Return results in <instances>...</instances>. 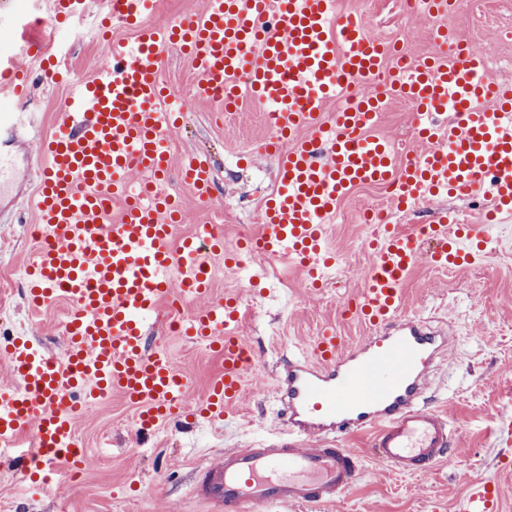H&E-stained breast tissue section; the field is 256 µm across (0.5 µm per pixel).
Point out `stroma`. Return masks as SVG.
<instances>
[{"instance_id":"stroma-1","label":"stroma","mask_w":512,"mask_h":512,"mask_svg":"<svg viewBox=\"0 0 512 512\" xmlns=\"http://www.w3.org/2000/svg\"><path fill=\"white\" fill-rule=\"evenodd\" d=\"M99 8L88 5V23L68 28L57 39L58 53L71 72L95 70L103 53L95 40ZM337 14L352 16L366 28H381L400 39L407 52H432L430 21L422 12H404L400 0H337ZM455 40L481 46L489 58L487 77L512 82V0H462L448 21ZM267 137L263 114L248 106L235 116L232 132L224 130V114L215 100L190 99L185 117L170 134V163L179 168L185 154L207 158L217 177L213 201L200 200L188 187L177 192L185 208L179 234H190L201 214L224 207V246L237 248L257 232L240 208L242 198L255 196L260 179L275 176L273 156L259 146ZM16 181L0 202V337L25 336L47 350L60 349L62 322L70 307L59 300L40 314H29L22 295L21 274L37 244L27 235L36 214L30 199L37 182L35 163L14 158ZM382 188L363 186L343 199L328 226V243L342 259L327 288H307L303 273L289 261L247 258L250 271L263 273V297L252 298L244 274L226 272L212 283L221 298L240 294L251 311L240 334L258 356V366L245 378L239 405L224 419L199 420L189 429L171 425L142 443L135 429L138 407L115 396L90 405L77 420L75 433L90 451L69 499L50 493L20 496L22 474L0 460V505L9 512H212L192 493L198 470L224 450L246 447L253 440L284 428L281 403L270 374L276 364L310 351L327 328L357 343L366 326L343 318L339 302L354 297L370 258L364 243L373 225L364 223L353 199L373 203ZM405 308L455 330L456 341L432 384L433 404L446 412L455 437V466L441 464L425 476L400 475L374 463L368 438L347 439L361 455L363 469L354 487L344 493L335 512H467L474 484L493 482L498 488L496 512H512V243L492 244L485 259L465 269H437L419 262L404 284ZM157 341L170 349L178 364L192 372L196 394L224 371L221 358L187 338L166 334L156 325Z\"/></svg>"}]
</instances>
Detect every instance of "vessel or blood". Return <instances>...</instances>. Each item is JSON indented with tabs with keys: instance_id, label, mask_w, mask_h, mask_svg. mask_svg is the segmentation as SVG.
<instances>
[{
	"instance_id": "vessel-or-blood-1",
	"label": "vessel or blood",
	"mask_w": 512,
	"mask_h": 512,
	"mask_svg": "<svg viewBox=\"0 0 512 512\" xmlns=\"http://www.w3.org/2000/svg\"><path fill=\"white\" fill-rule=\"evenodd\" d=\"M156 3L103 0L101 28L119 22L136 30L137 42L103 38L105 63L71 76L53 132L39 139L32 203L41 237L23 296L34 315L61 299L72 309L58 352L22 336L0 347V364L14 378L0 388V456L65 497L72 484L58 480V468L73 474L86 462L75 420L90 404L121 396L140 406L137 425L148 432L162 423L190 426L199 415L223 417L241 398L255 357L238 334L247 311L239 297L213 299L208 265L220 255L234 266L240 256L225 251L211 224L178 236L184 214L169 191L176 176L202 197L213 188L199 155L171 172L167 142L180 115L167 106L176 92L163 85L162 63L176 45L198 74L197 97L221 98L230 112L245 96L265 113L277 191L245 248L295 263L309 287H323L336 269L327 230L338 202L356 187L397 185L401 206L451 194L487 193L493 203L482 224L444 212L411 233L378 225L363 285L344 306L368 336L351 345L326 331L311 355L277 366L287 437L225 450L199 472L195 497L219 512L270 504L327 512L361 470L360 455L341 443L348 436H368L372 459L398 473L424 475L452 462L448 417L428 400L448 332L404 313L403 285L421 261L440 269L475 264L502 231L497 215L512 213V83L487 80L486 59L470 45L445 52L451 36L444 28L433 31L438 49L424 61L389 69L391 42L356 18H338L336 0H286L274 17L269 0H206L201 12L176 23L144 26ZM85 13L86 0H53L50 24L57 29ZM10 29L20 54L41 60L42 80L55 81L49 39L32 37L26 24ZM16 57L0 55V82L16 103L0 108L1 141L19 125L38 124L23 109L33 83ZM395 97L412 103L421 145L404 162L374 133ZM337 98L343 107L328 112ZM175 295L201 301L176 333L224 361L221 378L198 398L188 368L151 344L147 321ZM468 512H494L490 485L475 488Z\"/></svg>"
}]
</instances>
